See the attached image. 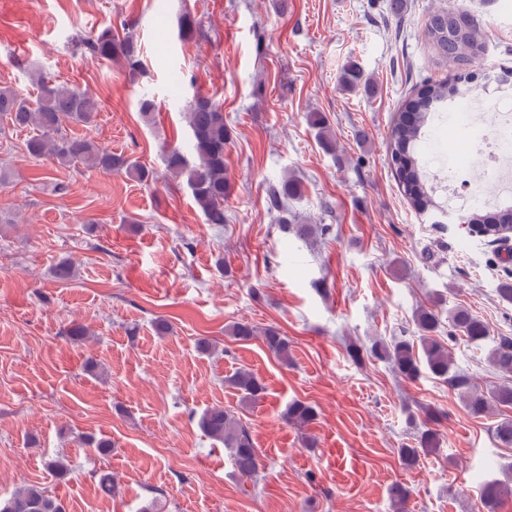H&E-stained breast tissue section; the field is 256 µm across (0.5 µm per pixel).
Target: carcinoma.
I'll return each mask as SVG.
<instances>
[{"mask_svg": "<svg viewBox=\"0 0 512 512\" xmlns=\"http://www.w3.org/2000/svg\"><path fill=\"white\" fill-rule=\"evenodd\" d=\"M425 39L435 49L439 58L455 67L472 63L479 55L483 44V28L467 10L452 6L432 13L426 22ZM85 48L90 55L103 60H121L135 74L142 62L137 41L130 34H119L108 26L89 38ZM38 94L31 98L11 86H0V132L29 130L31 135L24 142L26 152L33 158H48L52 162L68 167L83 166L89 170L122 171L139 181L149 180L150 171L129 158L102 147L88 137H72L66 127L81 124L95 125L99 112L98 102L77 87H68L54 81L40 70L30 73ZM474 73L461 74L448 82H427L404 103L406 118L394 124L389 136L391 158L401 156L402 166L396 175L404 195L420 211L438 210L435 191L429 184L426 167L421 164L419 154L425 143L430 121L437 112H443L453 104L467 99L484 88ZM341 82L350 90L371 89L370 81L354 64L343 69ZM191 138L186 148H172L165 156L167 171L184 181L190 189L195 204L203 213L206 223L222 224L224 197L229 191L225 175L224 151L231 139V130L224 124V112L220 104L207 97H196L184 112ZM316 131L317 139L327 148L336 151V140L326 118L313 112L308 118ZM303 193V184L292 175L270 185L267 194L268 210L278 214L279 224L289 229L291 221L284 216L285 202ZM415 322L419 335L395 336L390 342L373 344L364 351L357 346L349 348V356L357 361L364 355L388 362L393 372L402 379L415 380L427 371L431 376L456 390L465 407L475 416L499 412L501 420L494 431L501 444L512 447V336H500L493 341L487 360L493 370L505 380L486 391L471 386L470 376L455 367L450 347L439 341L432 333L439 324V316L433 309L417 310ZM448 328L466 335L469 343L480 346L488 340V331L481 319L466 308L448 311ZM227 334L236 340L248 341L256 336L255 327L248 323H235L227 328ZM266 349L279 361L286 364L290 358L288 337L274 328H267L261 336ZM229 386L241 394V400L250 404L261 401L267 386L253 371L239 368L228 379ZM283 418L299 429L308 427L317 419L316 408L305 401L294 400L288 404ZM436 414L429 412L417 436V445L399 449L402 463L415 465L423 454L438 449L441 434L435 428ZM200 426L214 442L220 443L231 454L238 473L246 478L254 477L262 465L259 449L256 448L247 424L222 407L206 410L200 418ZM82 447L98 454L111 451V439L88 434L82 439ZM392 501L396 512H406L410 489L402 483L391 487ZM512 501V471L503 478L488 481L481 489L480 512H498L500 506ZM0 512H66L63 503L46 488L29 484L16 490L10 498L0 501Z\"/></svg>", "mask_w": 512, "mask_h": 512, "instance_id": "cac0c4a2", "label": "carcinoma"}]
</instances>
